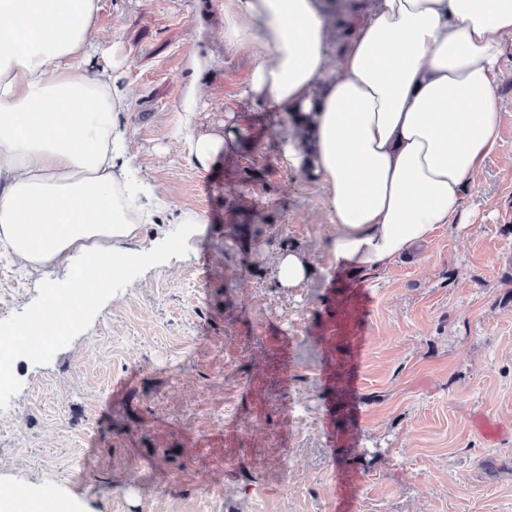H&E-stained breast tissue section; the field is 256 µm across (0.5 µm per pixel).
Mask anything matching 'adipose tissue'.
<instances>
[{"mask_svg":"<svg viewBox=\"0 0 512 512\" xmlns=\"http://www.w3.org/2000/svg\"><path fill=\"white\" fill-rule=\"evenodd\" d=\"M100 0H0V247L24 269H62L51 297L83 317L144 254L142 225L170 212L176 254L200 214L171 213L138 178L119 122L128 90L87 66ZM349 32L328 51L322 0H225L224 47L252 45L247 95L286 110L291 164L325 194L335 266L379 271L443 226L464 228V197L507 118L496 97L512 41V0H342ZM193 164L233 156L239 137L174 116ZM93 268L105 279L90 278ZM93 289L92 300L79 296ZM0 512H81L40 486L0 493Z\"/></svg>","mask_w":512,"mask_h":512,"instance_id":"ef3b65f1","label":"adipose tissue"}]
</instances>
